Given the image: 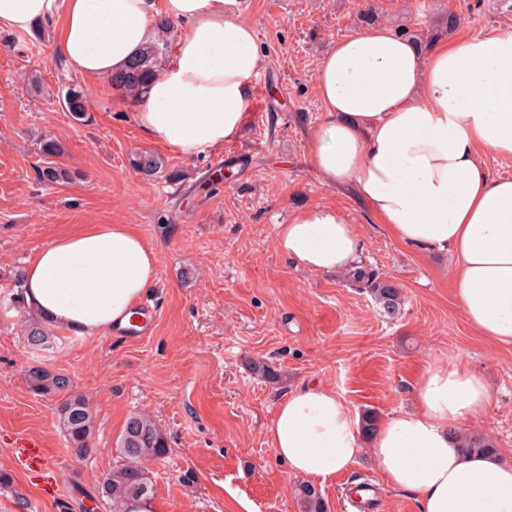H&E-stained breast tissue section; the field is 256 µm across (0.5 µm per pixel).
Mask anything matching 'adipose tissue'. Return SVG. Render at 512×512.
I'll use <instances>...</instances> for the list:
<instances>
[{
    "instance_id": "1",
    "label": "adipose tissue",
    "mask_w": 512,
    "mask_h": 512,
    "mask_svg": "<svg viewBox=\"0 0 512 512\" xmlns=\"http://www.w3.org/2000/svg\"><path fill=\"white\" fill-rule=\"evenodd\" d=\"M59 19L69 69L97 86L180 27L160 76L140 98L145 136L194 157L234 140L261 57L240 0H0V30L32 32ZM321 121L307 164L327 185L351 187L402 244L448 254L467 321L512 348V178L484 155L512 158V25L420 48L387 26L336 41L315 74ZM279 252L312 274L344 272L363 240L333 206H311L277 228ZM158 257L127 224H88L45 243L24 276L30 308L54 326L94 336L128 324L154 287ZM419 408L382 423L371 452L387 483L415 491L420 512H512V461L467 454L457 432L489 401L473 371L427 372ZM291 472L327 480L360 451L334 390L297 388L267 429Z\"/></svg>"
}]
</instances>
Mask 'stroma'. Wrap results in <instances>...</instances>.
Wrapping results in <instances>:
<instances>
[{
	"mask_svg": "<svg viewBox=\"0 0 512 512\" xmlns=\"http://www.w3.org/2000/svg\"><path fill=\"white\" fill-rule=\"evenodd\" d=\"M242 8L255 25L268 92L249 107L239 138L189 158L145 137L136 103L112 86L89 88L85 125L57 99L34 93L26 73L41 75L47 90L76 78L55 51L51 24L36 37L0 31V295L10 290L9 271L63 231L130 224L158 256L151 294L159 310L141 341L60 327L48 351L26 345L18 312L0 311V472L11 478L0 512H109L99 481L134 413L153 418L170 445L149 466L158 512H299L292 494L299 477L266 435L291 391L317 382L335 389L353 417L372 409L384 421L415 409L430 369L454 364L473 370L490 396L465 431L489 437L512 460V348L467 322L449 257L399 243L349 188L321 185L305 163L322 112L315 70L337 39L360 29V11L375 9L380 22L426 42L451 13L460 32L512 24V0H242ZM45 134L63 148L56 164L81 171L82 180L38 181L37 139ZM139 152L163 156L181 181L142 179L129 163ZM219 167L227 178L211 183ZM316 204L345 210L364 241L363 263L402 288L397 317L341 276L303 272L276 249L277 225ZM254 360L272 365L278 381L252 372ZM36 363L66 374L89 398L96 429L88 459L68 448L57 397L28 389L22 370ZM17 433L59 456L74 486L65 507L15 468ZM363 483L383 488L380 512H419L412 492L387 486L366 447L316 487L326 512H342Z\"/></svg>",
	"mask_w": 512,
	"mask_h": 512,
	"instance_id": "35a3bbf8",
	"label": "stroma"
}]
</instances>
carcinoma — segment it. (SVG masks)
I'll return each instance as SVG.
<instances>
[{"instance_id":"cac0c4a2","label":"carcinoma","mask_w":512,"mask_h":512,"mask_svg":"<svg viewBox=\"0 0 512 512\" xmlns=\"http://www.w3.org/2000/svg\"><path fill=\"white\" fill-rule=\"evenodd\" d=\"M173 25L162 24L158 40L149 44L142 54L133 59L126 70L112 76V86L121 89L125 95L135 100L146 85L160 75L170 48V33ZM56 97L70 116L79 122L89 120L87 101L88 91L77 84L61 86ZM38 151L42 165L37 168L39 180L46 184H56L73 180L68 169L55 165L54 158L62 154L61 144L46 135L38 139ZM135 172L142 178L150 179L166 169L163 157L153 153H136L131 159ZM347 280L358 288L366 290L378 308L389 317L399 315L403 305V292L392 280L383 277L371 267L360 265L347 273ZM13 289L10 301L15 310L27 314L23 336L29 347L48 350L56 343L49 323L29 312L24 301L23 269L15 270L12 277ZM24 379L31 392L38 396H56L58 422L62 428L68 447L79 459L93 452L92 437L96 427V417L88 398L73 391L68 376L55 372L41 364L25 367ZM378 427V414L373 410L363 412L360 432L363 438H371ZM463 450L473 453H496L494 443L482 436L460 433ZM117 461L112 469L101 477L102 495L112 503V512H127L129 500L153 495V485L145 464L161 459L169 453L168 440L160 426L149 416L132 414L116 442ZM294 495L301 512H326L325 502L320 492L311 484L302 482L295 487Z\"/></svg>"}]
</instances>
